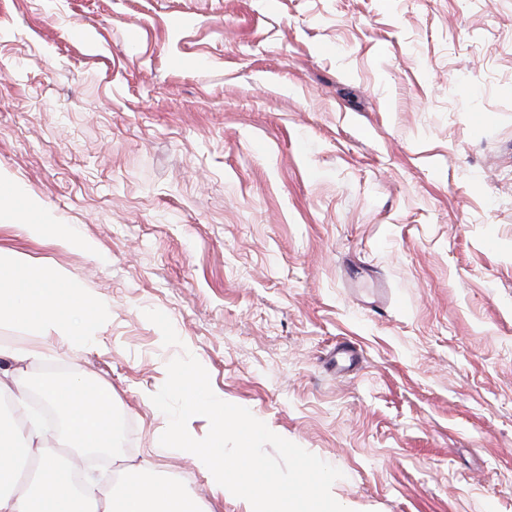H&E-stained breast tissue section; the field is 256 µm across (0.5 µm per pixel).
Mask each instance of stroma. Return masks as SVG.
I'll use <instances>...</instances> for the list:
<instances>
[{
	"label": "stroma",
	"instance_id": "obj_1",
	"mask_svg": "<svg viewBox=\"0 0 512 512\" xmlns=\"http://www.w3.org/2000/svg\"><path fill=\"white\" fill-rule=\"evenodd\" d=\"M0 176L94 247L0 227L109 309L56 362L111 387L115 472L250 512L159 443L187 350L349 512H512V0H0Z\"/></svg>",
	"mask_w": 512,
	"mask_h": 512
}]
</instances>
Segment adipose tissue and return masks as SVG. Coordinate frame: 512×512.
<instances>
[{
  "label": "adipose tissue",
  "mask_w": 512,
  "mask_h": 512,
  "mask_svg": "<svg viewBox=\"0 0 512 512\" xmlns=\"http://www.w3.org/2000/svg\"><path fill=\"white\" fill-rule=\"evenodd\" d=\"M0 267L11 270L8 281H0V321L28 324L73 348L93 343L103 331L108 309L92 306L76 291L59 294L51 268L17 264L1 252ZM86 386V379L77 376L43 385L45 399L62 413L74 449L60 465L43 451L46 436L40 424L20 423L26 388L0 379V398L12 399L17 410L14 417H0V512H198L182 483L154 480L139 471L125 474L113 488H101L92 477L77 487L73 474L83 466V451L112 447L118 436L111 389L99 387L97 405L91 408L85 403Z\"/></svg>",
  "instance_id": "1"
}]
</instances>
